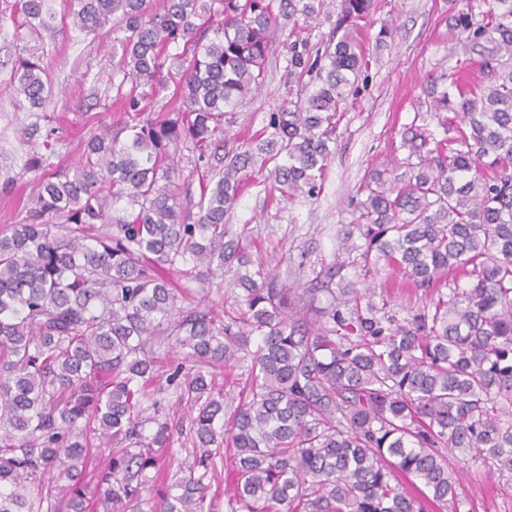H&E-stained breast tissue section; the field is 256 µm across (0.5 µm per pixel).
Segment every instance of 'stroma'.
<instances>
[{
	"label": "stroma",
	"instance_id": "35a3bbf8",
	"mask_svg": "<svg viewBox=\"0 0 512 512\" xmlns=\"http://www.w3.org/2000/svg\"><path fill=\"white\" fill-rule=\"evenodd\" d=\"M451 6V0H373L362 23L368 80L345 105L319 196H282L269 170L256 166L247 171L241 195L224 217L226 236L242 237L252 262L277 273L282 283L313 287L317 273L334 265L340 268V278L356 280L358 269L348 265L338 245L347 233L353 241L361 239L356 232L361 217L354 196L364 175L370 169L406 161L410 153L402 140L406 128L437 140L445 138L443 115L430 111L425 87L429 79L466 64V51L448 34ZM339 12V7H332L330 16L307 23L278 16L279 34L271 47L261 92L224 116L231 143L248 144L252 134L266 125L269 114L300 90V83L288 73L291 32H298L310 48L321 47L330 38ZM22 21L18 0H0V86L7 85L25 45L27 29ZM383 29L388 32L384 38L379 35ZM43 44L54 88L48 113L60 138L52 163L67 169L76 163L93 131L112 124L121 114L113 102L116 60L111 44L99 43L70 25H57ZM466 66L471 81L481 80L479 64ZM32 121L10 95H0V231L25 215L35 193L25 172L34 150L20 142L22 128ZM376 290L401 314L427 300L424 292L409 290L400 275L388 268L379 274ZM190 445L189 432L175 434L164 455V478L148 483L143 499L160 503L176 482ZM459 494L463 512H501L512 499V480L474 472L464 477Z\"/></svg>",
	"mask_w": 512,
	"mask_h": 512
}]
</instances>
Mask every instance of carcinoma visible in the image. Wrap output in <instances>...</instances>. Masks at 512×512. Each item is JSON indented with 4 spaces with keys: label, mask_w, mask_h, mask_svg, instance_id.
<instances>
[{
    "label": "carcinoma",
    "mask_w": 512,
    "mask_h": 512,
    "mask_svg": "<svg viewBox=\"0 0 512 512\" xmlns=\"http://www.w3.org/2000/svg\"><path fill=\"white\" fill-rule=\"evenodd\" d=\"M54 2L21 0L29 35L43 38L58 17L97 38L123 33L112 84L123 119L84 143L71 173L50 171L55 129L40 142L39 122L23 130L43 152L27 166L32 206L0 233V512H120L186 419L193 448L178 493L155 512H213L220 484L227 512H459L448 455L512 475V0H494L482 20L448 14V28L482 49L483 81L464 82L458 68L430 82V110L453 113L456 135L404 138L418 157L407 176L368 170L365 244L350 232L341 241L364 278L384 265L434 293L403 317L352 281L326 289L321 306L320 289L252 271L224 242V213L255 164H274L282 194L321 190L342 105L368 68L358 22L371 0H342L323 52L291 45L290 71L315 72V88L270 113L224 168L197 172L194 218L175 150L205 159L224 142V114L260 90L273 0H62L61 14ZM326 6L280 0L306 21ZM172 44L179 105L146 118ZM42 55L24 48L7 86L35 117L52 97ZM228 257L245 272L227 321L178 305L172 272L210 287ZM169 342L165 383L190 408L176 420L150 391ZM231 362L247 373L239 398L216 383ZM90 433L111 451L100 467Z\"/></svg>",
    "instance_id": "carcinoma-1"
}]
</instances>
